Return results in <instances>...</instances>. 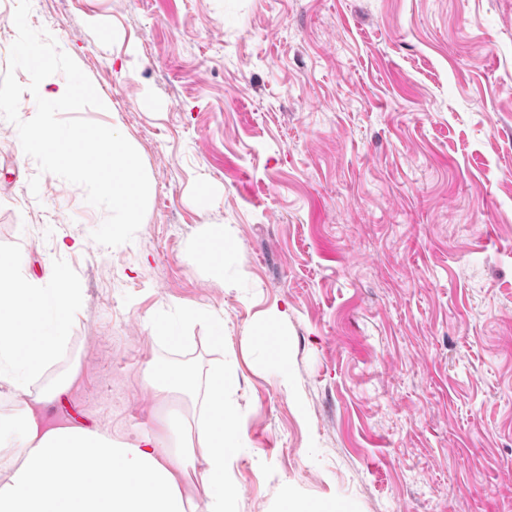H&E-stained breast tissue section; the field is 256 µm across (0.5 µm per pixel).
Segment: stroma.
Masks as SVG:
<instances>
[{"instance_id": "stroma-1", "label": "stroma", "mask_w": 512, "mask_h": 512, "mask_svg": "<svg viewBox=\"0 0 512 512\" xmlns=\"http://www.w3.org/2000/svg\"><path fill=\"white\" fill-rule=\"evenodd\" d=\"M110 97L151 193L132 242L40 173L0 117V262L85 305L34 388L116 436L165 435L155 364L223 367L243 427L238 512H512V0H35ZM117 32L104 40L100 30ZM39 177V193L29 180ZM226 224L223 279L191 264ZM224 313L181 343L169 301ZM285 313L287 386L249 329ZM206 320L211 328L215 344L224 346V313L216 310H200L184 304L172 302L165 311L151 320V332L155 336L165 338L171 343H177L182 338L183 328L194 321Z\"/></svg>"}]
</instances>
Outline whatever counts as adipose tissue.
<instances>
[{
  "label": "adipose tissue",
  "mask_w": 512,
  "mask_h": 512,
  "mask_svg": "<svg viewBox=\"0 0 512 512\" xmlns=\"http://www.w3.org/2000/svg\"><path fill=\"white\" fill-rule=\"evenodd\" d=\"M208 250L207 262L223 278L232 247L224 225L210 224L193 244L189 261ZM83 298L64 287L54 270L43 279L0 274V382L24 397L16 413L0 416V447L16 449L20 462L0 486V512H237L228 460L240 446L235 407L225 395L233 379L223 368L205 378L156 367L146 379L156 397L181 394L199 404L190 429L162 440H128L71 421L46 426L40 404L59 388L32 391L34 378L59 357L64 335L83 309ZM207 321L216 345L224 343V314L168 304L150 323L153 335L179 342L184 327ZM204 467L195 470V454ZM205 496L196 498L194 483Z\"/></svg>",
  "instance_id": "1"
}]
</instances>
